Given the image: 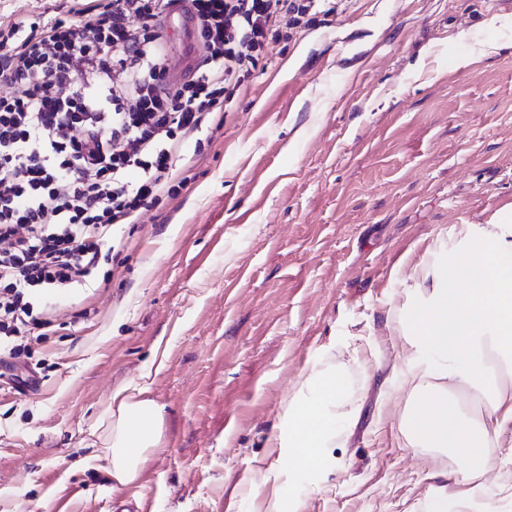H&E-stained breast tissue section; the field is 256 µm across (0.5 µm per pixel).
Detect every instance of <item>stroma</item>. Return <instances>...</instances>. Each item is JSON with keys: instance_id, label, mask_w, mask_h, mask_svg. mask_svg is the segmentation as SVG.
<instances>
[{"instance_id": "1", "label": "stroma", "mask_w": 512, "mask_h": 512, "mask_svg": "<svg viewBox=\"0 0 512 512\" xmlns=\"http://www.w3.org/2000/svg\"><path fill=\"white\" fill-rule=\"evenodd\" d=\"M329 5L259 56L186 187L120 229L20 356L38 375L0 393V512H425L449 461L377 416L392 308L432 239L512 207V0ZM69 6L0 0V28ZM340 364L358 421L331 472L293 471L270 445L288 395ZM129 386L163 424L117 487L97 436Z\"/></svg>"}]
</instances>
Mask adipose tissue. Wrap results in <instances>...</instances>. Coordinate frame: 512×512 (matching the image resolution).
Listing matches in <instances>:
<instances>
[{
	"instance_id": "1",
	"label": "adipose tissue",
	"mask_w": 512,
	"mask_h": 512,
	"mask_svg": "<svg viewBox=\"0 0 512 512\" xmlns=\"http://www.w3.org/2000/svg\"><path fill=\"white\" fill-rule=\"evenodd\" d=\"M402 340L392 369L406 392L397 425L406 447L458 462L433 470L428 512H503L512 484L491 487L504 432L512 431V209L486 224L451 225L403 278L393 309ZM352 383L342 368L300 376L273 441L294 468L324 472L341 439ZM162 412L144 391L116 390L104 454L116 485L133 482L160 438Z\"/></svg>"
}]
</instances>
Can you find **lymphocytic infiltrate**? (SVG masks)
Masks as SVG:
<instances>
[{"label":"lymphocytic infiltrate","mask_w":512,"mask_h":512,"mask_svg":"<svg viewBox=\"0 0 512 512\" xmlns=\"http://www.w3.org/2000/svg\"><path fill=\"white\" fill-rule=\"evenodd\" d=\"M174 0H108L94 12L0 30V387L52 331L49 298L84 284L116 230L176 195L188 143L216 122L280 31L325 0H190L194 76L167 81L161 22Z\"/></svg>","instance_id":"lymphocytic-infiltrate-1"}]
</instances>
